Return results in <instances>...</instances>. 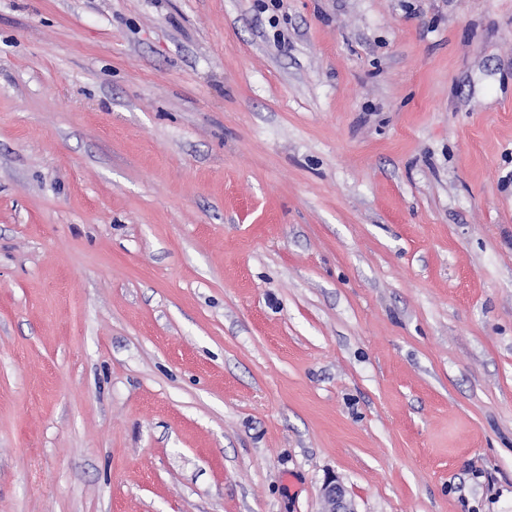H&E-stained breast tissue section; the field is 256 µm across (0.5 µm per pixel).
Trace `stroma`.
<instances>
[{"label":"stroma","instance_id":"stroma-1","mask_svg":"<svg viewBox=\"0 0 512 512\" xmlns=\"http://www.w3.org/2000/svg\"><path fill=\"white\" fill-rule=\"evenodd\" d=\"M512 512V0H0V512ZM321 502L320 512H357L343 482L336 474L325 477L321 487Z\"/></svg>","mask_w":512,"mask_h":512}]
</instances>
